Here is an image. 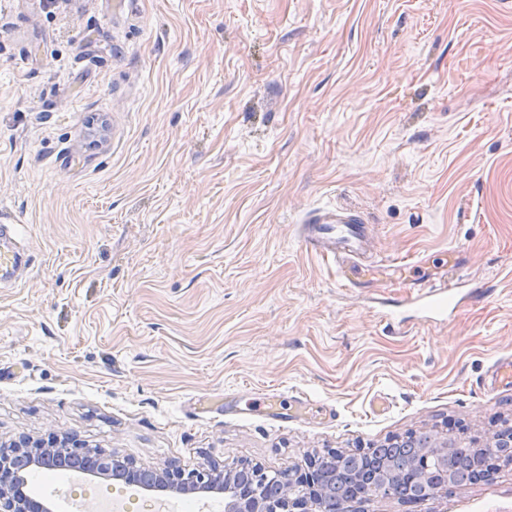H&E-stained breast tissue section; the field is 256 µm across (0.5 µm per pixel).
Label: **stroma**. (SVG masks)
<instances>
[{
    "label": "stroma",
    "instance_id": "stroma-1",
    "mask_svg": "<svg viewBox=\"0 0 512 512\" xmlns=\"http://www.w3.org/2000/svg\"><path fill=\"white\" fill-rule=\"evenodd\" d=\"M112 2L0 0V225L27 231L0 281V445L272 475L512 425L490 385L512 356V0ZM333 207L364 261L454 262L453 305L339 279L304 243ZM69 477L27 473L84 512L154 498ZM360 510L512 512V464Z\"/></svg>",
    "mask_w": 512,
    "mask_h": 512
}]
</instances>
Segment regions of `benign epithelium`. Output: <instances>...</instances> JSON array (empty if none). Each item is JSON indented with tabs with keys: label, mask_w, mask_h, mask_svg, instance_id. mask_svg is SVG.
<instances>
[{
	"label": "benign epithelium",
	"mask_w": 512,
	"mask_h": 512,
	"mask_svg": "<svg viewBox=\"0 0 512 512\" xmlns=\"http://www.w3.org/2000/svg\"><path fill=\"white\" fill-rule=\"evenodd\" d=\"M422 450L415 460L414 469L418 477L428 475V465L439 454L448 459V450L456 447V440L447 433L428 435L420 442ZM89 461L83 473L92 477L107 476L112 470L127 471L124 481L146 491H169L178 494L192 492H214L224 494V512H290L300 508L303 512H334L330 504L333 487L324 482L320 469L323 458L319 455L308 458L306 467H298L289 477L283 494L271 499L258 496H243L237 489L236 471L192 469L171 465L161 471L147 469V479H135L137 468L118 459L113 454H87V447L69 438L45 444L39 440H27L19 445L0 448V512H53L51 506L24 491L27 487L25 470L31 466L65 470L75 461ZM390 471L380 469L371 479L361 481V488L348 503L364 502L373 496H388L389 489L383 479Z\"/></svg>",
	"instance_id": "benign-epithelium-1"
}]
</instances>
